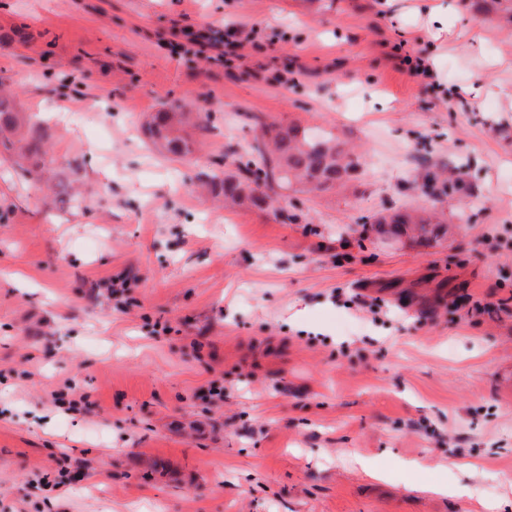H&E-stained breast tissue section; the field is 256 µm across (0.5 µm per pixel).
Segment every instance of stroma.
<instances>
[{
	"label": "stroma",
	"instance_id": "obj_1",
	"mask_svg": "<svg viewBox=\"0 0 512 512\" xmlns=\"http://www.w3.org/2000/svg\"><path fill=\"white\" fill-rule=\"evenodd\" d=\"M485 2L436 35L422 0H0V81L80 192L0 154V512H512V0ZM204 23L273 51L172 59V29ZM170 104L204 125L184 159L145 131ZM257 116L361 165L278 216L202 202ZM444 167L464 189L432 192ZM416 206L448 235L375 232ZM118 273L134 305L108 298ZM450 478L469 494L427 491Z\"/></svg>",
	"mask_w": 512,
	"mask_h": 512
}]
</instances>
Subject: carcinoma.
<instances>
[{"label": "carcinoma", "instance_id": "obj_1", "mask_svg": "<svg viewBox=\"0 0 512 512\" xmlns=\"http://www.w3.org/2000/svg\"><path fill=\"white\" fill-rule=\"evenodd\" d=\"M261 136L250 146L249 158L239 162L234 174L214 172L206 185L226 204L247 202L261 206L275 200L278 190L296 185L301 191L324 192L354 170L360 157L343 148L332 136L312 133L295 124L258 123ZM199 128L190 113L170 107L156 113L149 123L153 143L181 157L192 153L190 130ZM0 148L20 157L42 154L40 140L29 136L23 113L13 100L0 95ZM380 234H410L420 244H429L448 233L435 211L394 212L375 221Z\"/></svg>", "mask_w": 512, "mask_h": 512}]
</instances>
